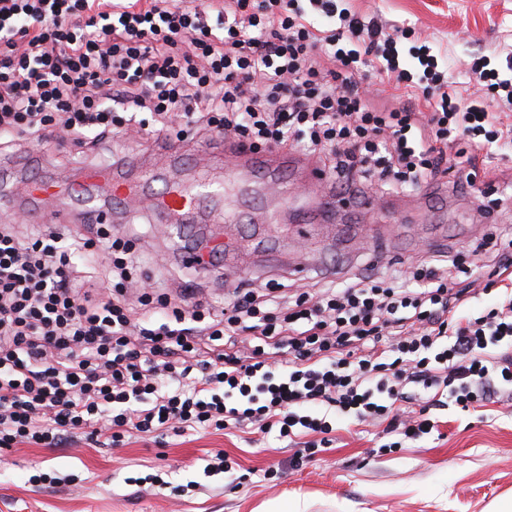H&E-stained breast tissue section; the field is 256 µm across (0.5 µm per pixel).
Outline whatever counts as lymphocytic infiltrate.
Segmentation results:
<instances>
[{
	"instance_id": "1",
	"label": "lymphocytic infiltrate",
	"mask_w": 512,
	"mask_h": 512,
	"mask_svg": "<svg viewBox=\"0 0 512 512\" xmlns=\"http://www.w3.org/2000/svg\"><path fill=\"white\" fill-rule=\"evenodd\" d=\"M397 39L336 0H0V155L59 132L103 149L147 112L164 141L183 117L203 137L302 149L353 195L445 176L472 190L481 151L512 143L492 110L512 107V78L478 64L476 92L461 94L429 45L403 68ZM371 68L404 99L371 101ZM102 248L131 280L132 241L93 212L27 240L0 224L1 450L251 425L314 454L336 416L417 440L444 406L512 402L511 252L480 277L457 256L422 262L412 290L393 274L330 282L294 294L279 325L251 290L217 313L193 283L175 305L145 289L140 305L167 317L149 328L84 275ZM491 293L479 316L457 315Z\"/></svg>"
}]
</instances>
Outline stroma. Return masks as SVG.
<instances>
[{
	"label": "stroma",
	"instance_id": "stroma-1",
	"mask_svg": "<svg viewBox=\"0 0 512 512\" xmlns=\"http://www.w3.org/2000/svg\"><path fill=\"white\" fill-rule=\"evenodd\" d=\"M344 8L387 26H411V39L398 42L401 65L412 68L411 43L429 42L442 52L459 75L460 93L472 92L465 73L474 58L508 76L512 58V0H343ZM202 141L182 143L181 177L218 180L223 174L246 177L233 159L214 169L197 155ZM141 161L157 170L168 167L164 147L152 136L112 143L94 156L66 139L29 145L30 164L0 163V219H13L27 205L32 178L66 188L82 171L111 162L113 155ZM297 164L284 168L278 181L263 184L259 195L241 200L229 188L225 214L250 211L255 231L239 234L237 224L212 222L201 213L190 234L177 225L157 231L142 222L112 219L115 232L136 242L134 265L162 291L174 294L192 281L213 309H222L225 295L238 283L259 287L277 279L290 287L317 281H343L365 272L403 271L436 255L464 254L473 273H487L497 251L512 243V148L490 149L479 165L476 186L482 200L454 191L451 185L424 187L409 194H389L351 212H340L331 224L298 230L296 219L316 211L329 184H314ZM225 244L224 262L207 270L184 264L182 250ZM306 260V276L290 274L288 262ZM435 433L381 450L376 428L340 418L331 447L292 466L294 454L275 434L238 429L189 432L182 436L133 437L113 448L84 440L56 448L24 445L0 452V512H283L298 501L302 512H493L512 500V409L499 398L463 411H437ZM224 450L251 479L234 485L224 474H205L216 450ZM284 463L278 482L262 480L261 469ZM170 472L172 489L151 490L146 478L157 466ZM54 476L53 484L36 486L38 474ZM79 477L63 486L59 477Z\"/></svg>",
	"mask_w": 512,
	"mask_h": 512
}]
</instances>
